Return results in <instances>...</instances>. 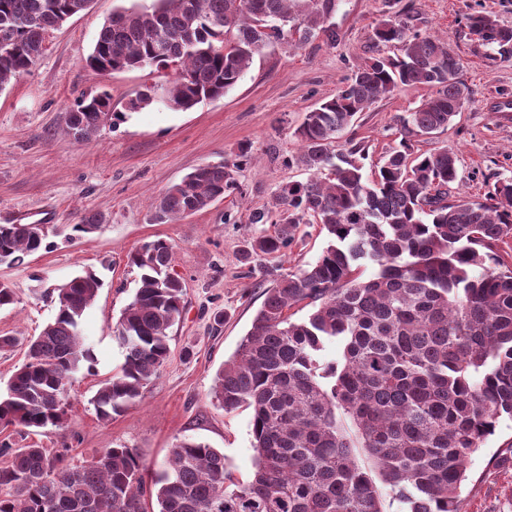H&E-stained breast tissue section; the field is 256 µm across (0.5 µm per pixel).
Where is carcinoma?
<instances>
[{"mask_svg": "<svg viewBox=\"0 0 512 512\" xmlns=\"http://www.w3.org/2000/svg\"><path fill=\"white\" fill-rule=\"evenodd\" d=\"M92 0H0V90L27 73L46 37ZM335 0H151L105 21L85 65L102 73L153 66L173 71L167 106L189 110L233 88L266 45H299L319 35ZM372 26L377 53L335 94L306 112L292 163L311 172L283 186L250 223L280 224L250 239L243 257L277 258L302 224L327 245L305 268L276 275L236 352L216 373L212 400L251 409L254 471L245 481L224 453L184 439L153 486L137 449L104 448L70 464L37 444L0 442V512H461L469 456L512 418V263L498 246L512 240V180L484 199L449 189L459 178L448 147L414 152V140L447 127L458 106L461 60L439 37L389 15ZM278 26L268 35L262 24ZM469 33L512 59V28L492 15L468 17ZM435 94L394 116L400 139L365 173L368 153L341 133L376 100L409 87ZM116 111L101 89L66 113V127L90 139ZM236 162L201 165L172 184L152 218L173 223L236 188ZM45 228L0 224V258L21 263L39 251ZM141 270L116 324L124 362L101 382L93 404L109 420L142 398L169 354L184 284L172 275L173 247L143 243L129 256ZM376 271L361 278L359 269ZM102 283L88 271L53 289L57 314L30 340L24 362L0 395V426L37 432L67 419L71 379L91 362L80 321ZM302 318H295L300 311ZM341 359L322 356L328 342ZM363 451L369 460L358 461Z\"/></svg>", "mask_w": 512, "mask_h": 512, "instance_id": "1", "label": "carcinoma"}]
</instances>
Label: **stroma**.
I'll return each instance as SVG.
<instances>
[{
	"instance_id": "35a3bbf8",
	"label": "stroma",
	"mask_w": 512,
	"mask_h": 512,
	"mask_svg": "<svg viewBox=\"0 0 512 512\" xmlns=\"http://www.w3.org/2000/svg\"><path fill=\"white\" fill-rule=\"evenodd\" d=\"M132 2L94 0L89 11L50 33L30 72L0 91V216L39 219L49 229L43 247L23 263H0V282L17 298L0 309V336L17 340L11 350L0 351V391L23 362L28 340L54 319L52 289L88 269L102 282L81 321L92 368L75 375L67 423L26 437L0 431V440L65 448L73 463L125 445L138 449L154 473L179 440L192 438L221 450L245 480L255 457L251 412L216 408L214 378L273 285L268 269L306 267L327 242L318 225L309 224L303 240L281 258L247 264L240 253L259 231L249 216L268 205L281 186L308 179V171L288 163L299 148L294 130L305 112L333 95L354 65L374 52L371 27L382 0H336L326 20L336 31L334 44L317 38L301 46L285 40L270 45L223 97L189 111L158 103L129 108L145 87L164 83L167 72L146 67L101 74L85 67L104 21ZM475 12L512 26V0H396L392 9L412 30L442 36L462 62L458 79L467 97L462 112L444 130L418 140L415 149H454L459 180L452 193L480 199L496 179L512 178V112L493 111L491 103L495 96H512V60L487 63L484 47L465 26L466 15ZM101 88L110 91L118 116L90 142L77 143L65 131V115L82 96ZM431 93L428 87L405 88L377 101L342 140L362 144L370 161H378L398 141L394 115ZM244 144L250 158L238 170L233 192L181 222L153 221L152 200L200 165L235 160ZM90 216L98 217L97 227L75 231V224ZM158 239L173 247L185 308L159 378L140 401L102 420L91 400L100 381L124 360L114 327L139 276L128 256ZM511 447L512 420L506 419L468 460L462 512H512V465L498 463L499 454Z\"/></svg>"
}]
</instances>
